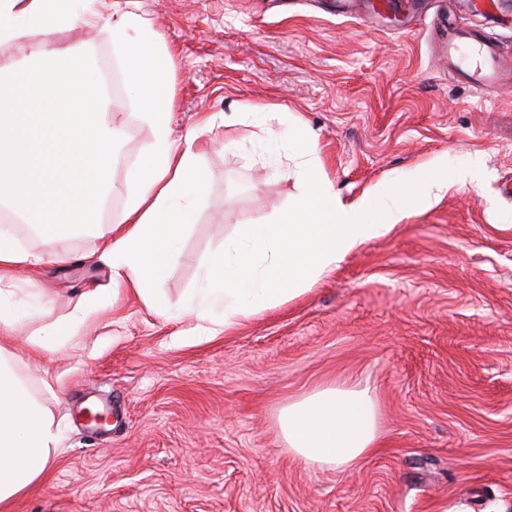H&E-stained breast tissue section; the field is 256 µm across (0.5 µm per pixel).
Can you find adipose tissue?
<instances>
[{
  "mask_svg": "<svg viewBox=\"0 0 512 512\" xmlns=\"http://www.w3.org/2000/svg\"><path fill=\"white\" fill-rule=\"evenodd\" d=\"M88 0H0V41L47 28L92 24L126 68L127 86L150 126V150L126 159L133 189L121 220L101 221L115 191L117 133L103 115L111 99L100 69L85 49L60 52L35 47L30 65L0 60V208L38 235L48 259L75 232L95 231L113 286L132 288L154 312H162L160 280L169 256L191 220L210 176L198 163L196 133L173 135V99L164 79L173 60L157 49L151 25L130 11L89 12ZM33 256L17 226L0 225V285L17 280ZM100 295H83L61 321L40 326L34 347L76 336L98 310ZM293 455L310 465L345 469L380 446L375 406L368 391L326 387L289 404L279 416ZM60 440L52 413L14 367L0 345V504L8 502L51 467Z\"/></svg>",
  "mask_w": 512,
  "mask_h": 512,
  "instance_id": "obj_1",
  "label": "adipose tissue"
}]
</instances>
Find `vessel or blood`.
<instances>
[{
    "mask_svg": "<svg viewBox=\"0 0 512 512\" xmlns=\"http://www.w3.org/2000/svg\"><path fill=\"white\" fill-rule=\"evenodd\" d=\"M464 7L494 26L512 28V0H465ZM442 52L448 58L449 73L485 97H492L499 83L512 76V57L478 33L448 27Z\"/></svg>",
    "mask_w": 512,
    "mask_h": 512,
    "instance_id": "1",
    "label": "vessel or blood"
}]
</instances>
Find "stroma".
<instances>
[{
  "label": "stroma",
  "instance_id": "obj_1",
  "mask_svg": "<svg viewBox=\"0 0 512 512\" xmlns=\"http://www.w3.org/2000/svg\"><path fill=\"white\" fill-rule=\"evenodd\" d=\"M333 3L133 0L173 57L172 128L198 131L209 186L160 284L169 317L123 292L77 337L30 348L35 329L109 287L91 232L12 286L33 317L9 348L60 444L0 512H512V198L499 191L512 178V85L486 99L449 78L438 19L451 0H428L408 24ZM40 44L114 60L82 23L0 42V58ZM272 105L287 120L256 119ZM107 119L121 132L101 214L111 224L130 193L122 160L153 135L127 90ZM292 123L316 138L347 203L443 155L479 159L481 177L412 210L301 297L187 340L194 320L177 312L200 268L239 225L273 219L301 191L283 145ZM328 386L376 404L383 446L346 471L293 457L279 427L288 404Z\"/></svg>",
  "mask_w": 512,
  "mask_h": 512
}]
</instances>
